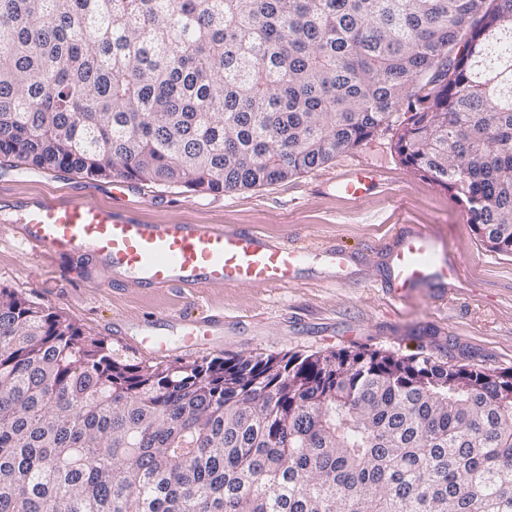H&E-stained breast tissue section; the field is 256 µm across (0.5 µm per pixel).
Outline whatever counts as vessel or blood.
<instances>
[{
    "label": "vessel or blood",
    "mask_w": 512,
    "mask_h": 512,
    "mask_svg": "<svg viewBox=\"0 0 512 512\" xmlns=\"http://www.w3.org/2000/svg\"><path fill=\"white\" fill-rule=\"evenodd\" d=\"M379 185L372 171L356 168L337 180L336 190L357 203ZM18 235L23 243L53 254L90 256L108 283L132 282L151 290L283 287L300 277L311 254L306 246L273 240L253 226L144 221L123 208L100 205L89 188L63 201L31 199L23 207ZM434 252L424 227L396 225L386 253L393 292L447 287L460 265L453 260L440 264ZM322 258L330 278H345L348 254L327 247ZM223 332L224 314L216 310L196 318L163 312L136 328L139 346L155 355L167 352L176 340L184 350H198Z\"/></svg>",
    "instance_id": "obj_1"
}]
</instances>
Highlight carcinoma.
Returning <instances> with one entry per match:
<instances>
[{"mask_svg":"<svg viewBox=\"0 0 512 512\" xmlns=\"http://www.w3.org/2000/svg\"><path fill=\"white\" fill-rule=\"evenodd\" d=\"M395 148L512 257V0H0V159L231 192ZM0 512H512V371L125 363L0 287Z\"/></svg>","mask_w":512,"mask_h":512,"instance_id":"obj_1","label":"carcinoma"}]
</instances>
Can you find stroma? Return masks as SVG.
Masks as SVG:
<instances>
[{"label": "stroma", "mask_w": 512, "mask_h": 512, "mask_svg": "<svg viewBox=\"0 0 512 512\" xmlns=\"http://www.w3.org/2000/svg\"><path fill=\"white\" fill-rule=\"evenodd\" d=\"M395 130L375 133L315 170L260 187L196 193L144 181L125 182V204L157 224H239L272 238L315 248L346 250L352 263L345 281L307 272L283 288L213 286L200 292L146 291L105 285L82 256L26 247L17 235L19 201L38 195L61 199L94 187L95 200L116 204L112 180L38 168L0 159V287L52 308L85 333L102 338L121 361L146 358L135 335L109 330L116 320L135 324L161 312H224V333L209 348H172L163 362L366 348L436 362L512 370V257L478 242L464 208L447 189L414 173L395 149ZM363 167L382 181L360 203L339 196L337 179ZM419 224L438 255L463 262L444 296L418 288L395 299L385 286V246L394 225Z\"/></svg>", "instance_id": "1"}]
</instances>
